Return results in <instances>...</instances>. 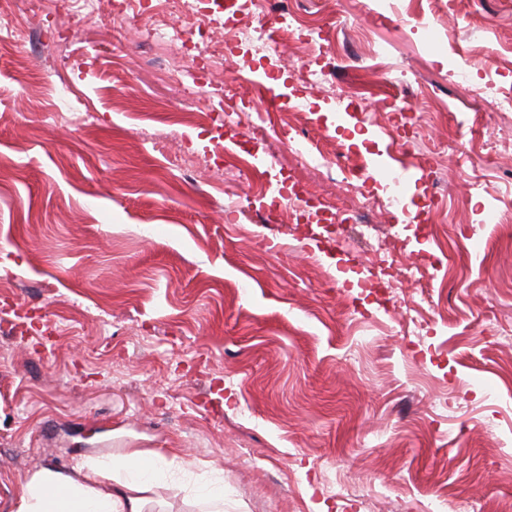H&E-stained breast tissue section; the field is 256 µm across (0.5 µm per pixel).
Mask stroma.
Here are the masks:
<instances>
[{
  "instance_id": "1",
  "label": "stroma",
  "mask_w": 512,
  "mask_h": 512,
  "mask_svg": "<svg viewBox=\"0 0 512 512\" xmlns=\"http://www.w3.org/2000/svg\"><path fill=\"white\" fill-rule=\"evenodd\" d=\"M330 80L305 88L258 63L269 94L315 118L265 111L234 124L131 32L139 18H88L63 0H13L24 43H0V512L19 476L133 450L185 455L157 512H200L178 483L224 474V512H512V157L457 166L458 148L512 135L449 72L512 92V0H315ZM377 86L337 127L333 85ZM448 144L438 174L395 162L381 119ZM373 123L359 129L361 113ZM256 133L259 163L335 202L338 175L302 160L330 138L370 159L379 204L402 165L409 222L402 263L434 244L446 279L428 303L380 280L359 225L338 250L288 211L265 220L256 188L216 169V144ZM482 183L485 193L470 190ZM441 194L431 197V183Z\"/></svg>"
}]
</instances>
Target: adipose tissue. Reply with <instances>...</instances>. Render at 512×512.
<instances>
[{"label": "adipose tissue", "mask_w": 512, "mask_h": 512, "mask_svg": "<svg viewBox=\"0 0 512 512\" xmlns=\"http://www.w3.org/2000/svg\"><path fill=\"white\" fill-rule=\"evenodd\" d=\"M171 467L133 452L68 472L44 468L18 479L11 512H147L157 479Z\"/></svg>", "instance_id": "adipose-tissue-1"}]
</instances>
